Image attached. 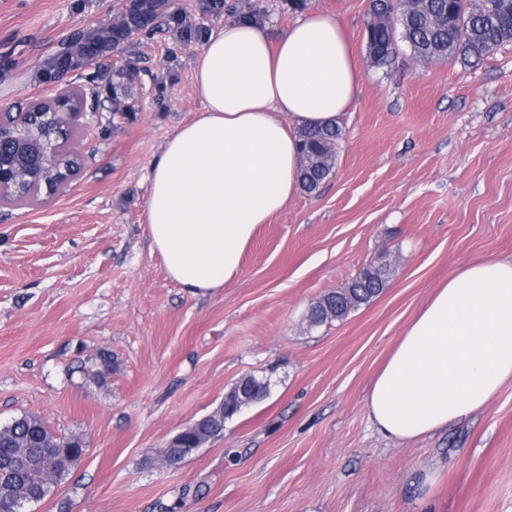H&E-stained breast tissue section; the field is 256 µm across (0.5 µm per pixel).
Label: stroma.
I'll return each instance as SVG.
<instances>
[{"instance_id": "35a3bbf8", "label": "stroma", "mask_w": 512, "mask_h": 512, "mask_svg": "<svg viewBox=\"0 0 512 512\" xmlns=\"http://www.w3.org/2000/svg\"><path fill=\"white\" fill-rule=\"evenodd\" d=\"M344 27L362 91L336 165L258 230L237 277L190 295L150 249V167L201 104L199 46L168 35L135 49L136 110L79 117L81 173L63 191L0 205V425L39 416L87 451L36 512H512V381L482 411L391 440L369 387L415 314L457 268L512 256V44L481 64L366 57L370 0H308ZM118 0H0L15 79L0 109L51 97L40 60L72 28L110 22ZM172 75L165 106L154 78ZM384 290L344 320L311 305L363 267ZM112 355L93 380L100 352ZM264 399L174 466L180 430L243 378Z\"/></svg>"}]
</instances>
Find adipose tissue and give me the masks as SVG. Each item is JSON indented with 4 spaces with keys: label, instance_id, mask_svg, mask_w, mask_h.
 Wrapping results in <instances>:
<instances>
[{
    "label": "adipose tissue",
    "instance_id": "obj_1",
    "mask_svg": "<svg viewBox=\"0 0 512 512\" xmlns=\"http://www.w3.org/2000/svg\"><path fill=\"white\" fill-rule=\"evenodd\" d=\"M201 110L154 159L151 248L190 294L240 272L258 225L298 190L300 135L339 125L361 71L335 16L278 32L236 20L212 29L194 67ZM512 380V257L454 271L416 314L366 396L390 439L425 437L484 409Z\"/></svg>",
    "mask_w": 512,
    "mask_h": 512
}]
</instances>
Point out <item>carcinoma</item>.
<instances>
[{
  "instance_id": "1",
  "label": "carcinoma",
  "mask_w": 512,
  "mask_h": 512,
  "mask_svg": "<svg viewBox=\"0 0 512 512\" xmlns=\"http://www.w3.org/2000/svg\"><path fill=\"white\" fill-rule=\"evenodd\" d=\"M203 16L230 14L238 19L262 22L263 16L253 6L228 3V0H197ZM365 29L383 50L378 65L389 66L398 53V41L408 44L422 60L460 61L477 64L502 45L512 42V0H418L409 10L399 12L394 0H371ZM167 33L174 41L169 49L176 55L181 45L202 44L209 28L193 24L188 15L174 8L170 0H130L120 5V19L96 28L78 26L60 42L62 50H53L40 62L37 79L55 85L60 73L68 72L76 81L60 87L51 99L31 101L25 112H71L73 117L95 111L107 101L116 103L118 111L133 112L128 85L140 72V57L135 45ZM114 52L125 54L122 65L94 68L92 59L107 58ZM342 137L339 128L311 130L301 135L304 165L300 172L303 188L316 191L333 172L335 149ZM82 160L58 150L57 157L42 159V176L31 187L32 198L42 190L55 192L66 185L69 175H77ZM387 270L382 267L363 268L346 288L325 294L309 311L312 326L341 320L351 311L369 303L386 284ZM49 429L37 416L24 414L11 422L6 440L0 443V456H13L29 449L30 456L17 471L16 485L38 491L37 475L41 464L36 450L48 437Z\"/></svg>"
}]
</instances>
